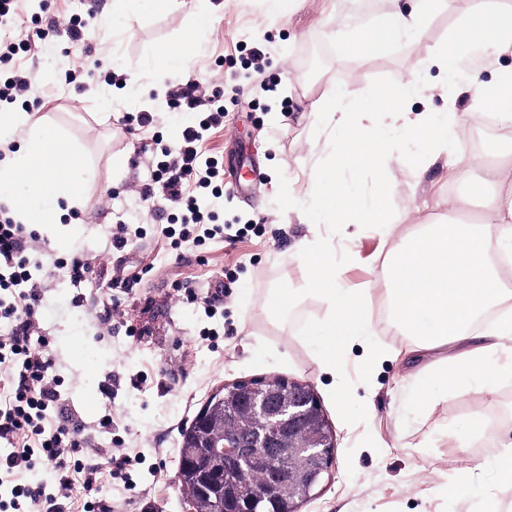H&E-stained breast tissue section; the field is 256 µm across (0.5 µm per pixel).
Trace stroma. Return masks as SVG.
Wrapping results in <instances>:
<instances>
[{"mask_svg":"<svg viewBox=\"0 0 512 512\" xmlns=\"http://www.w3.org/2000/svg\"><path fill=\"white\" fill-rule=\"evenodd\" d=\"M403 0H295L277 12L273 0H171L139 14L112 16L105 0L81 45L59 36L39 47L35 85L27 103L51 139L81 150L92 182L80 185L81 205L60 224H39L29 252L43 296L37 335L49 341L65 418L82 423L106 465L123 444L139 462L130 482L103 484L94 497L104 512H188L178 480L181 431L209 394L225 384L284 377L311 384L333 434L330 465L298 512H512V486L499 484L492 461L512 444V375L494 395L463 383L418 406L413 395L428 374L411 360L406 337L385 323L382 266L392 243L371 224H312L318 209L313 179L323 176L355 186L360 206L371 203L385 175L370 161L355 173L338 155L349 136L332 122L298 120L301 107L332 99L349 84L353 98L387 87L422 69L430 50L447 41L474 0H452L427 22L422 35L375 58L340 52L336 38L371 26L400 9ZM211 15L196 32L198 12ZM193 37L178 76L159 69V53ZM261 48L262 74L247 80L252 48ZM86 68L73 83L63 71L74 56ZM120 78L107 87L105 75ZM194 77L204 93L225 88L224 127L205 147L213 155L244 150L259 162L246 174L247 190L225 196V223L255 219L241 242L211 240L172 248L158 231L163 199L144 201L135 191L151 178L147 149L153 134L176 142L187 114L161 106L179 79ZM152 112L151 129L124 133V117ZM394 166L398 186L389 205L400 233L443 221L448 193L469 194L467 219L482 214L470 186L451 179L443 160L426 163L412 145H400ZM125 237L124 248L112 239ZM321 238L343 271L345 286L372 283V336L351 339L328 371L303 332L322 321L315 296H302L283 312L265 310L269 296L301 277V246ZM79 260L81 280L48 263V256ZM142 280L132 291L113 287L129 268ZM214 308L203 303L215 289ZM118 316H110L113 302ZM383 358H376V351ZM494 426L472 432L474 414ZM112 427L100 428L102 416Z\"/></svg>","mask_w":512,"mask_h":512,"instance_id":"stroma-1","label":"stroma"}]
</instances>
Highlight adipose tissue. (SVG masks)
<instances>
[{
  "instance_id": "1",
  "label": "adipose tissue",
  "mask_w": 512,
  "mask_h": 512,
  "mask_svg": "<svg viewBox=\"0 0 512 512\" xmlns=\"http://www.w3.org/2000/svg\"><path fill=\"white\" fill-rule=\"evenodd\" d=\"M407 9L387 16L380 23L343 39V53L361 57L381 55L403 35L420 31L431 14L446 0H408ZM512 55V6L501 0H479L477 7L451 33L448 41L427 57L425 72H412L390 88L372 93L365 102L353 100L348 86H341L329 103L311 105V113L346 124L356 112L367 122L353 128L357 148L341 154L340 164L358 171L362 163L391 159L396 145L391 121L401 120L406 143L420 146L431 155L448 153L461 178L483 191L480 223L461 221L468 204L463 194L449 195L448 218L440 224H419L403 237H395V220L386 205L395 184L386 180L378 198L363 214H356V199L345 184L314 180L320 200L316 223L377 225L390 239L387 302L391 316L404 335L415 337L419 351L439 354L444 371L419 386L415 404L422 405L437 393L469 380L480 391L494 393L504 368L493 361L503 337L512 335V288L498 275L502 261L512 258V163H481L454 154L453 146L463 128L477 115L490 113L497 119L499 139L512 146V68L501 70L493 85H486L481 71H470L458 82L461 61L472 55ZM435 73L444 87L463 92L479 88L483 94L462 112L432 116L412 115L411 106ZM24 130L26 138L15 152L0 159V203H6L16 219L30 223L33 212H42L47 223H60L70 209L79 207L77 184L90 174L77 151H69L62 166L46 158L47 133L24 112H1L0 129ZM302 275L297 286L277 293L273 305L287 307L300 295L313 294L326 305L329 315L316 330V343L328 369L338 363L337 350L352 338L368 339L372 333L367 312L369 287L347 288L328 246L313 239L302 245Z\"/></svg>"
}]
</instances>
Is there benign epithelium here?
<instances>
[{"label": "benign epithelium", "instance_id": "obj_1", "mask_svg": "<svg viewBox=\"0 0 512 512\" xmlns=\"http://www.w3.org/2000/svg\"><path fill=\"white\" fill-rule=\"evenodd\" d=\"M206 420L209 468L219 472L227 459L245 464L237 492L252 512L266 497H308L317 478L300 480L301 462L334 447L325 438L314 390L305 383L286 386L279 378L263 379L249 404L235 414L230 432L224 416L208 413Z\"/></svg>", "mask_w": 512, "mask_h": 512}]
</instances>
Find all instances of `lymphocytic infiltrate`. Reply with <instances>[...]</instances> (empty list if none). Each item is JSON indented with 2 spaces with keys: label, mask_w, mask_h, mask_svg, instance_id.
Returning <instances> with one entry per match:
<instances>
[{
  "label": "lymphocytic infiltrate",
  "mask_w": 512,
  "mask_h": 512,
  "mask_svg": "<svg viewBox=\"0 0 512 512\" xmlns=\"http://www.w3.org/2000/svg\"><path fill=\"white\" fill-rule=\"evenodd\" d=\"M100 5L93 0L84 14L70 15L44 0V24L25 32L24 0H0V103L11 104L28 95L32 87L30 68L20 66L21 54L34 41H51L66 32L73 43L83 42ZM204 116L185 126L177 145L154 138L162 159L142 191L144 200L156 196L179 204L180 212L161 232L179 241L206 240L221 236L237 242L242 231L232 224H219L210 207L224 195V164L207 153L204 144L211 130L224 124V93L216 91ZM35 238L28 225L16 222L0 207V443L10 447L0 455V512H95L90 494L105 479L128 480L138 459L127 453L115 456L109 467L91 464L85 449L89 439L80 427L54 423L50 412L60 394L46 352L45 337L36 335V316L42 295L29 270L28 252ZM47 467L56 474L54 484L30 485L28 471Z\"/></svg>",
  "instance_id": "lymphocytic-infiltrate-1"
}]
</instances>
